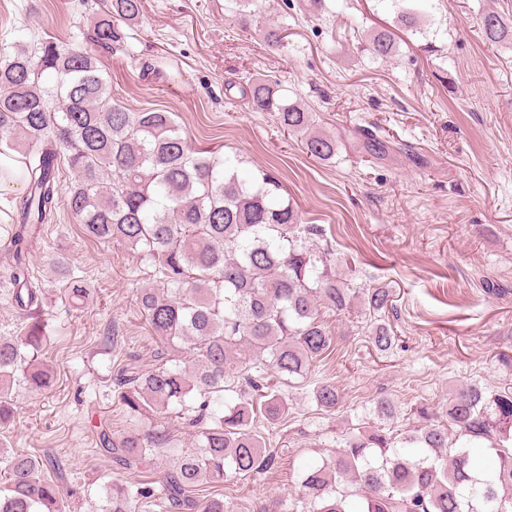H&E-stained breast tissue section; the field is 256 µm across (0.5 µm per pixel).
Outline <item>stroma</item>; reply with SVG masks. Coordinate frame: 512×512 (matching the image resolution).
Here are the masks:
<instances>
[{
  "label": "stroma",
  "instance_id": "1",
  "mask_svg": "<svg viewBox=\"0 0 512 512\" xmlns=\"http://www.w3.org/2000/svg\"><path fill=\"white\" fill-rule=\"evenodd\" d=\"M259 0L286 28L282 50L267 48L231 0H143L124 46L98 57L112 96L132 111L172 112L188 144L236 159L250 181L272 172L303 221L322 225L344 278L393 291V353H378L358 310L322 311L332 345L309 380L284 392L287 418L258 424L275 454L270 468L206 488L235 512H288L300 489L297 466L331 455L349 429L378 425L373 403L398 409L393 427L417 426L411 405L444 404L458 383L495 388L512 382V41L489 44L479 17L494 10L512 23V0H427L424 31L402 33L389 60L364 52L373 27L393 23L389 0ZM101 0H0V55L36 49L55 36L90 50ZM262 77L336 135L331 162L310 156L276 113L253 112L239 88ZM379 129L378 157L356 146V128ZM42 288L48 340L42 351L54 383L36 391L16 383V409L0 441L15 452L53 449L60 489L89 486L90 498L64 499L66 512H96L104 484L153 482L196 432L175 413L133 417L114 380L130 358L154 346L136 301L151 270L125 246L87 238L66 203L41 228L29 256ZM85 279L87 304L65 298L69 275ZM335 384L336 411L310 397L314 382ZM115 435L161 426L172 451L147 465L117 464L96 443L98 426Z\"/></svg>",
  "mask_w": 512,
  "mask_h": 512
}]
</instances>
